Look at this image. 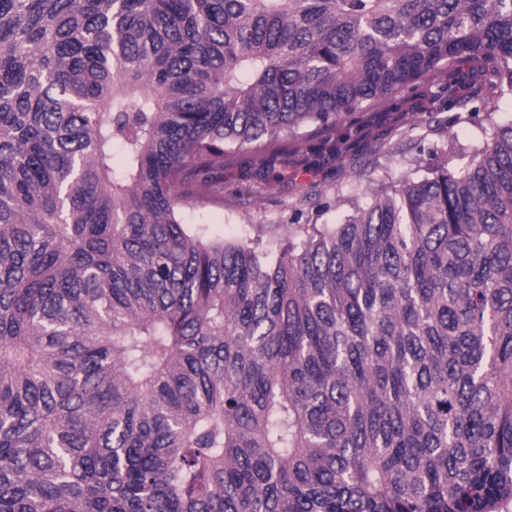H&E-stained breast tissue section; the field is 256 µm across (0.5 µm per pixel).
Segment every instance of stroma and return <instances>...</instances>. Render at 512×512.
Segmentation results:
<instances>
[{"label": "stroma", "instance_id": "1", "mask_svg": "<svg viewBox=\"0 0 512 512\" xmlns=\"http://www.w3.org/2000/svg\"><path fill=\"white\" fill-rule=\"evenodd\" d=\"M460 71H437L388 99L363 105L333 129L312 126L271 148L224 155L223 194L184 221L211 236L256 237L276 224H339L369 200L371 186L428 176L448 138L460 146L449 166L471 161L485 138L484 114L453 119L447 86Z\"/></svg>", "mask_w": 512, "mask_h": 512}]
</instances>
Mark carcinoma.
<instances>
[{
  "instance_id": "cac0c4a2",
  "label": "carcinoma",
  "mask_w": 512,
  "mask_h": 512,
  "mask_svg": "<svg viewBox=\"0 0 512 512\" xmlns=\"http://www.w3.org/2000/svg\"><path fill=\"white\" fill-rule=\"evenodd\" d=\"M469 64L461 170L253 242L224 147ZM512 0H0V512H512Z\"/></svg>"
}]
</instances>
